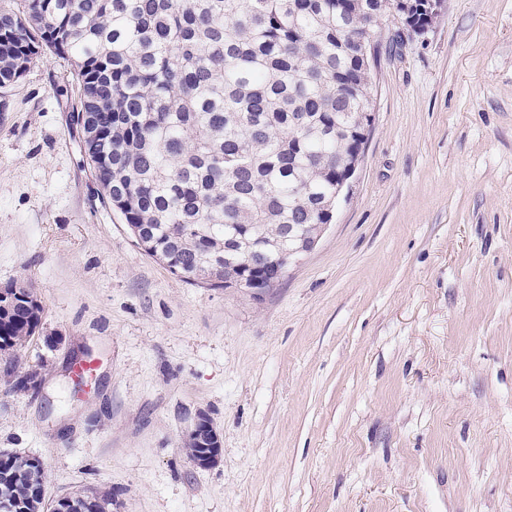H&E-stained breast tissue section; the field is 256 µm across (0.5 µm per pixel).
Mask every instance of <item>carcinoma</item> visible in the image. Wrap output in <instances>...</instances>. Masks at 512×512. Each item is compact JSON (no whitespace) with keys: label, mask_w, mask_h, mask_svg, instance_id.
Listing matches in <instances>:
<instances>
[{"label":"carcinoma","mask_w":512,"mask_h":512,"mask_svg":"<svg viewBox=\"0 0 512 512\" xmlns=\"http://www.w3.org/2000/svg\"><path fill=\"white\" fill-rule=\"evenodd\" d=\"M0 0V87L49 52L70 58L77 122L102 199L148 255L182 280L222 288L251 270L256 250L281 268L291 249L330 224L339 176L388 11L429 23L425 0ZM294 232H288V226ZM29 289H0V371L28 391L14 351L39 331ZM45 512L41 461L0 453V501ZM112 493L65 497L67 512H109Z\"/></svg>","instance_id":"1"}]
</instances>
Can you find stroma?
<instances>
[{
	"instance_id": "35a3bbf8",
	"label": "stroma",
	"mask_w": 512,
	"mask_h": 512,
	"mask_svg": "<svg viewBox=\"0 0 512 512\" xmlns=\"http://www.w3.org/2000/svg\"><path fill=\"white\" fill-rule=\"evenodd\" d=\"M374 125L276 288H203L105 205L68 59L0 88V288L42 329L0 379V451L112 512H512V0L379 24ZM95 373L74 392L72 359ZM218 466L187 458L198 411ZM204 431L205 433L209 431L208 438L212 442L210 446L201 445L199 448H210V451L205 454H200V456L192 455V451L190 448H185L190 461L199 468H210L219 463L222 453V445L220 440V435L217 429L214 427L211 419L203 413H198L196 420L193 424V427L187 432L184 436L183 440H189L190 438H195L200 435V433Z\"/></svg>"
}]
</instances>
